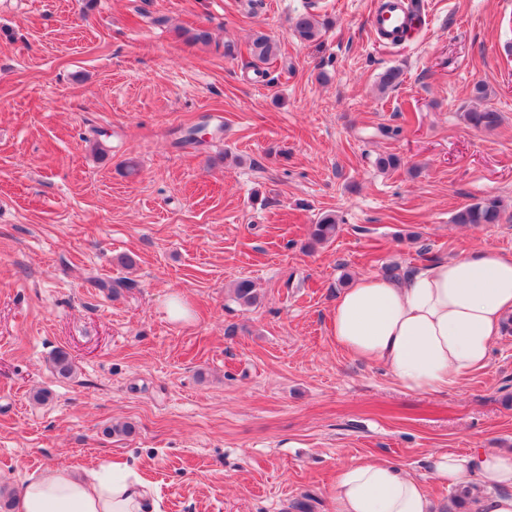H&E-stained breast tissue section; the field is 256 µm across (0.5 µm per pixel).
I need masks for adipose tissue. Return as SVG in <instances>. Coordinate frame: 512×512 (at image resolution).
<instances>
[{"mask_svg": "<svg viewBox=\"0 0 512 512\" xmlns=\"http://www.w3.org/2000/svg\"><path fill=\"white\" fill-rule=\"evenodd\" d=\"M512 317V255L483 248L413 275L360 276L339 296L330 335L384 367L412 393L439 394L484 369ZM434 476L465 491L466 512H512V450L437 453ZM333 512H439L421 483L383 460L352 459L332 488ZM15 512H159L156 487L129 464L27 477Z\"/></svg>", "mask_w": 512, "mask_h": 512, "instance_id": "adipose-tissue-1", "label": "adipose tissue"}]
</instances>
